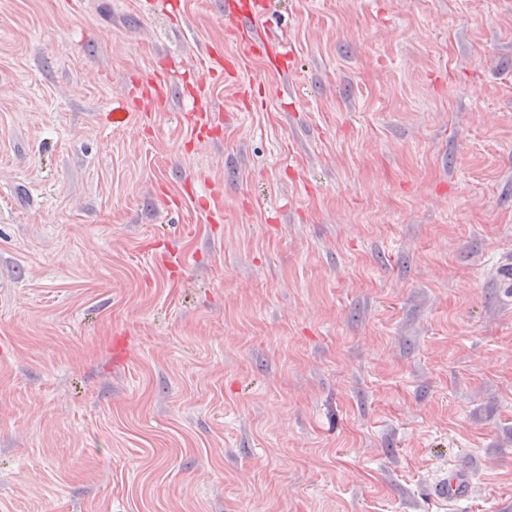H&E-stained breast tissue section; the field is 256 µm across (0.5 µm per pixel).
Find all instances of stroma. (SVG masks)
Returning a JSON list of instances; mask_svg holds the SVG:
<instances>
[{
  "mask_svg": "<svg viewBox=\"0 0 512 512\" xmlns=\"http://www.w3.org/2000/svg\"><path fill=\"white\" fill-rule=\"evenodd\" d=\"M183 2L0 0V512H512V0ZM266 2H255L253 7H245L239 0L224 1V24L227 31L235 38L240 54L262 59L271 67V56L285 57V46L272 40L260 25L265 14ZM169 85L163 74L156 73L146 80L139 97L118 102L112 108V125L123 126L132 111L150 112L162 106L168 97ZM467 470L457 467L448 471L434 487L433 495L437 500L455 502L465 499L469 494Z\"/></svg>",
  "mask_w": 512,
  "mask_h": 512,
  "instance_id": "obj_1",
  "label": "stroma"
}]
</instances>
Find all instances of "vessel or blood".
I'll return each mask as SVG.
<instances>
[{"label": "vessel or blood", "instance_id": "vessel-or-blood-1", "mask_svg": "<svg viewBox=\"0 0 512 512\" xmlns=\"http://www.w3.org/2000/svg\"><path fill=\"white\" fill-rule=\"evenodd\" d=\"M266 10L264 0H256L252 7H245L241 0H224V24L235 38L243 57H256L270 61L274 56H286L281 42L272 40L261 26L260 20ZM169 85L162 74H154L142 86L139 97L118 102L112 109V123L124 125L133 111L149 112L164 104L168 97ZM467 471L458 467L449 470L434 487L436 499L455 502L469 494Z\"/></svg>", "mask_w": 512, "mask_h": 512}]
</instances>
